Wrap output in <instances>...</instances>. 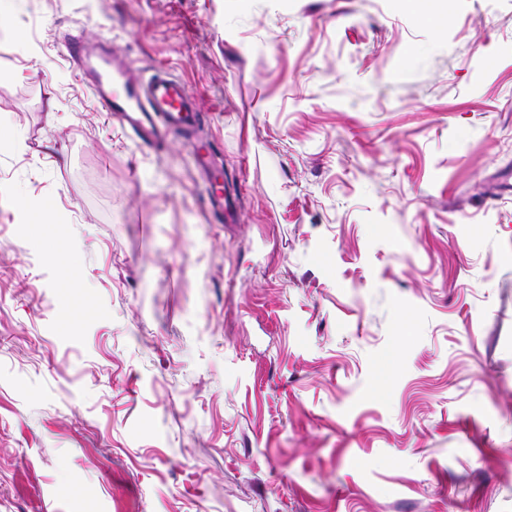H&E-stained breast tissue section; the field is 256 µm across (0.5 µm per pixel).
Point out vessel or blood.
<instances>
[{
  "label": "vessel or blood",
  "instance_id": "b4317fda",
  "mask_svg": "<svg viewBox=\"0 0 512 512\" xmlns=\"http://www.w3.org/2000/svg\"><path fill=\"white\" fill-rule=\"evenodd\" d=\"M66 48L92 97L123 129L151 148L161 147L174 137L184 141L205 187L209 211L217 221H233L234 204L224 196L222 156L212 143L198 138L202 116L185 85L164 69L148 76L141 74L103 43L87 44L70 38Z\"/></svg>",
  "mask_w": 512,
  "mask_h": 512
}]
</instances>
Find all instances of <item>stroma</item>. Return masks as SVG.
<instances>
[{"label": "stroma", "instance_id": "obj_1", "mask_svg": "<svg viewBox=\"0 0 512 512\" xmlns=\"http://www.w3.org/2000/svg\"><path fill=\"white\" fill-rule=\"evenodd\" d=\"M16 3L0 512H512V0ZM68 34L197 95L234 223Z\"/></svg>", "mask_w": 512, "mask_h": 512}]
</instances>
